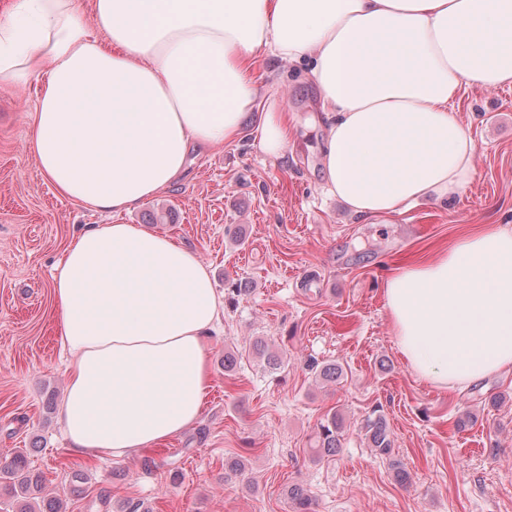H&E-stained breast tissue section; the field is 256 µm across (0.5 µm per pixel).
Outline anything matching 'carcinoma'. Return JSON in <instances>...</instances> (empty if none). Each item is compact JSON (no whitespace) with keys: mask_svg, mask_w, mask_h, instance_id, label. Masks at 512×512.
<instances>
[{"mask_svg":"<svg viewBox=\"0 0 512 512\" xmlns=\"http://www.w3.org/2000/svg\"><path fill=\"white\" fill-rule=\"evenodd\" d=\"M252 354L264 360L265 366L272 372L282 365V358L268 352L262 339L253 341ZM310 370L316 378L325 382H334L343 373L342 366L335 362H314ZM343 428L342 414L337 409L331 410L316 427L310 448L312 456L321 459L335 455L341 448ZM363 429L369 446L376 454L389 459L394 479L399 483L405 482L407 471L393 457L394 438L380 408H374L366 417ZM0 487L11 493V498L4 502V512H65L58 499H49L42 510H36L35 504L43 491V483L41 477L30 470L22 452L16 453L8 464L0 467ZM288 499L292 503L293 512H313V500L303 487H288Z\"/></svg>","mask_w":512,"mask_h":512,"instance_id":"obj_1","label":"carcinoma"}]
</instances>
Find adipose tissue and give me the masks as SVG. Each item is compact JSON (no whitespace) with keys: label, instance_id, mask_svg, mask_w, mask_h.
I'll use <instances>...</instances> for the list:
<instances>
[{"label":"adipose tissue","instance_id":"1","mask_svg":"<svg viewBox=\"0 0 512 512\" xmlns=\"http://www.w3.org/2000/svg\"><path fill=\"white\" fill-rule=\"evenodd\" d=\"M266 47L309 65L327 193L389 217L474 179L477 146L451 106L463 85H512V0H12L0 82L40 80L29 148L60 194L121 212L176 183L192 146L237 136L255 104L249 63ZM52 288L76 455L133 457L198 419L222 302L193 250L92 224ZM385 301L421 377L455 388L512 372V230L398 267Z\"/></svg>","mask_w":512,"mask_h":512}]
</instances>
